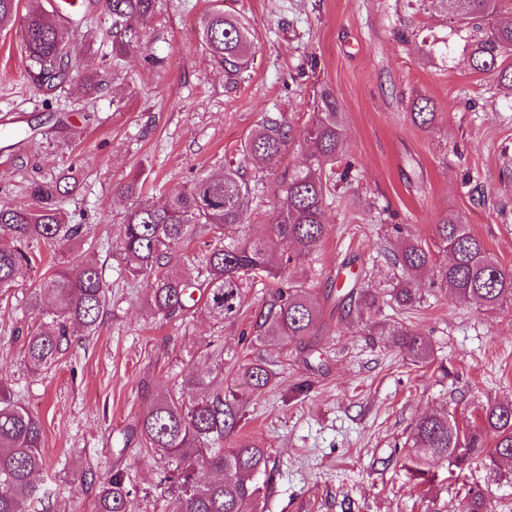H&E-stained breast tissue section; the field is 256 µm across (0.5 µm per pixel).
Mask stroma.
Returning a JSON list of instances; mask_svg holds the SVG:
<instances>
[{"label":"stroma","instance_id":"35a3bbf8","mask_svg":"<svg viewBox=\"0 0 512 512\" xmlns=\"http://www.w3.org/2000/svg\"><path fill=\"white\" fill-rule=\"evenodd\" d=\"M212 4L156 0L140 45L118 69L98 13L79 31L58 92L33 86L17 31L0 30V205L27 204L28 184L73 172L77 187L64 207L86 234L78 253L41 247L0 296V379L42 423L48 512H95L97 485L73 493L72 473L116 468L133 483L129 512H164L168 463L147 449L138 421L188 377L244 388L243 365L260 357L275 361L278 377L252 399L238 433L275 464L264 512H456L470 489L486 491L490 512H512V491L484 465L493 435L481 457L435 461L421 473L406 444L421 416L476 422L488 403L512 400V306L455 302L422 274L420 305L385 299L378 315L427 338L434 360L421 365L405 350L369 343L364 319L336 300L337 285L352 279L374 293L390 287L383 250L398 236L446 261L437 226L451 213L512 270V94L470 67L469 34L450 33L438 0H223L247 23L255 53L231 84L199 39ZM441 41L447 56L426 54ZM101 67L105 83L88 93L83 79ZM323 89L340 104L342 156L353 171L327 196L333 230L307 263L319 310L313 356L305 362L254 340L251 325L269 294L259 284L222 322L201 310L154 315L148 281L124 271L119 186L144 174L153 202L163 203L201 170L235 159L263 117L283 116L302 132ZM420 97L436 112L427 127L410 117ZM305 161L294 140L262 170L248 226L273 222L279 181ZM85 259L98 263L108 287L103 324L92 336L75 333L49 369L32 372L24 336L41 316L31 297L57 264L73 270ZM305 379L311 392L294 398Z\"/></svg>","mask_w":512,"mask_h":512}]
</instances>
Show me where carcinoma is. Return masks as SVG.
I'll return each instance as SVG.
<instances>
[{"label":"carcinoma","instance_id":"cac0c4a2","mask_svg":"<svg viewBox=\"0 0 512 512\" xmlns=\"http://www.w3.org/2000/svg\"><path fill=\"white\" fill-rule=\"evenodd\" d=\"M439 2L452 29L474 32L472 68L495 74L500 86L512 91V64H505L512 55V22H492L495 0ZM154 7L155 0H105L106 14L112 18V67H119L140 43V28L151 20ZM14 26L33 84L47 92L61 87L70 71L68 29L37 0L23 15L19 0H0V28ZM200 37L228 79H235L250 64V29L223 7L216 5L205 15ZM316 108L303 138L308 163L280 181L275 221L258 226L246 238L234 237L246 221V202L257 187L245 177V170L260 169L282 156L292 140L290 127L277 119L266 118L247 134L236 166L201 172L189 187L172 190L162 206L149 200L141 176L121 185L119 193L129 200L118 219L126 271L135 279L151 281L148 304L153 313L167 318L201 304L210 318L222 322L239 312L245 289L268 281L275 290L253 323L256 340L293 345L304 356L311 355L305 339L316 325L317 306L303 259L316 251L331 229L325 202L344 140L336 97L321 90ZM73 190L72 177L62 174L31 183V204L0 206V292L14 287L20 269L31 263L32 249L75 246L82 240L83 225L69 223L62 208ZM199 229L212 239L200 269L194 276L174 272L178 249ZM438 233L448 251L447 263L435 265L430 253L412 240L393 254L391 263L401 273L392 287L394 301L403 306L420 301L413 281L431 269L460 301L490 310L512 304V270L492 258L458 215L446 216ZM266 235L282 243L279 254L268 252ZM106 293L102 270L92 262L83 263L75 274L62 266L45 279L33 295L32 307L38 308L45 294L51 296L52 306L41 310L44 321L25 336L28 368L38 372L56 362L68 345L71 326L96 333ZM369 335L406 350L418 364L432 360L429 341L402 325L371 329ZM273 376L271 363L262 359L244 365L245 384L253 392L265 390ZM183 386L201 389L203 394L187 401L161 395L138 422L146 444L175 464L164 476L171 489L167 512H260L263 487L257 477L269 471L268 452L243 438L224 448V439L241 423L244 394L192 378ZM487 433L495 436L496 450L486 466L496 473L512 463V401L488 404L481 422L468 429L450 414L419 418L409 437L410 462L418 471L435 460L463 463L480 453ZM44 466L40 419L0 380V512H27L28 503L40 494L35 479ZM99 483L96 512H127L131 488L124 473H108ZM460 512H490L485 493L469 491Z\"/></svg>","mask_w":512,"mask_h":512}]
</instances>
